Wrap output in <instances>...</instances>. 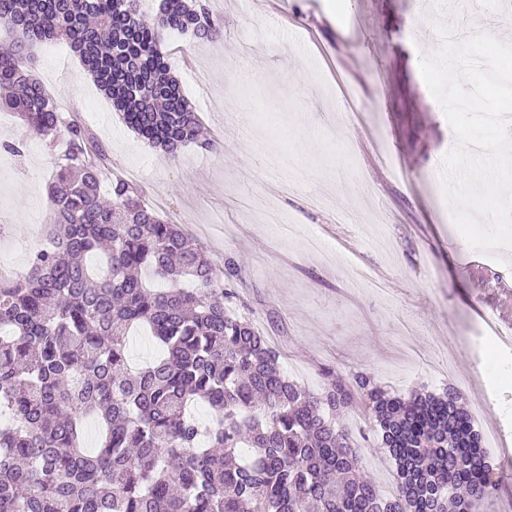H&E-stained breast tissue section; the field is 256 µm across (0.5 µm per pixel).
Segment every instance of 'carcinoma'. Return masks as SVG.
<instances>
[{
	"label": "carcinoma",
	"instance_id": "obj_1",
	"mask_svg": "<svg viewBox=\"0 0 512 512\" xmlns=\"http://www.w3.org/2000/svg\"><path fill=\"white\" fill-rule=\"evenodd\" d=\"M0 27L14 36L0 52V109L68 143L48 185L50 246L26 274L0 277V409L10 414L0 512H472L498 493L502 474L460 391L402 393L360 370L310 392L232 310L233 260L218 271L124 179L102 199L106 155L81 123L62 120L28 47L69 44L125 122L165 152L210 149L164 50L170 31L219 33L202 0H163L151 23L138 0H0ZM91 256L105 275L88 268ZM141 327L167 354L137 368L127 343ZM196 401L211 423L189 417ZM359 405L395 464L393 498L362 474L351 444L344 418ZM88 418L100 427L93 453Z\"/></svg>",
	"mask_w": 512,
	"mask_h": 512
}]
</instances>
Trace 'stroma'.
I'll use <instances>...</instances> for the list:
<instances>
[{
    "mask_svg": "<svg viewBox=\"0 0 512 512\" xmlns=\"http://www.w3.org/2000/svg\"><path fill=\"white\" fill-rule=\"evenodd\" d=\"M221 34L172 33L168 63L213 143L167 155L139 139L69 56L49 43L33 68L105 150L112 176L179 225L216 266L237 264L235 311L281 354L288 377L321 392L331 371L366 369L398 391L454 386L480 430L512 425V354L483 317L512 310V252L465 245L440 200L456 144L420 72L439 39L434 0H206ZM452 27L512 43V0H447ZM18 154L5 153L6 145ZM68 149L0 112V267L24 275L54 222L48 178ZM293 233H274L269 209ZM383 495L394 464L368 420L350 417Z\"/></svg>",
    "mask_w": 512,
    "mask_h": 512,
    "instance_id": "stroma-1",
    "label": "stroma"
}]
</instances>
